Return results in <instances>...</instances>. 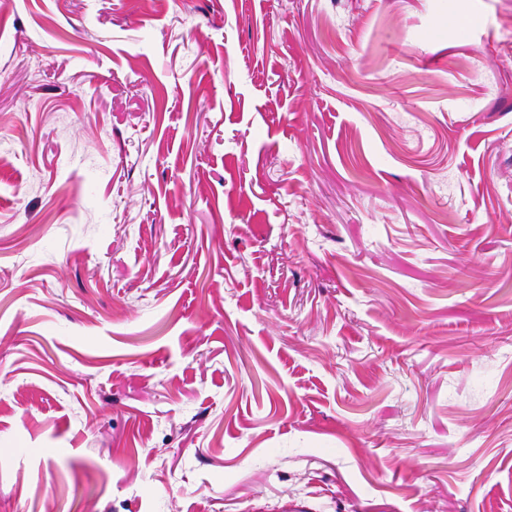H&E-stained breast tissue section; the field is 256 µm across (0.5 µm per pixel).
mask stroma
Returning <instances> with one entry per match:
<instances>
[{
    "label": "stroma",
    "instance_id": "1",
    "mask_svg": "<svg viewBox=\"0 0 512 512\" xmlns=\"http://www.w3.org/2000/svg\"><path fill=\"white\" fill-rule=\"evenodd\" d=\"M512 512V0H10L0 512Z\"/></svg>",
    "mask_w": 512,
    "mask_h": 512
}]
</instances>
